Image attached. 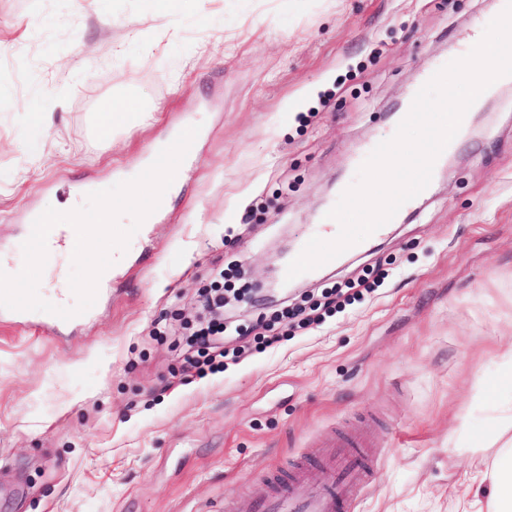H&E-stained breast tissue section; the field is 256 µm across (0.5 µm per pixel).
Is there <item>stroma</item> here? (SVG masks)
<instances>
[{
  "label": "stroma",
  "mask_w": 512,
  "mask_h": 512,
  "mask_svg": "<svg viewBox=\"0 0 512 512\" xmlns=\"http://www.w3.org/2000/svg\"><path fill=\"white\" fill-rule=\"evenodd\" d=\"M501 0H0V244L22 269L30 210L66 211L197 124L193 159L90 319L0 320V512H224L318 436L371 420L353 512H479L512 401V87L486 99L430 192L298 283L248 303L391 134L419 71L459 58ZM143 119L104 140L102 104ZM296 113H289V104ZM47 113L46 127L23 114ZM222 283L224 369L186 372L202 289ZM265 334L272 345L253 347ZM86 318V312L74 316L69 320H63L60 317L50 313L40 312V315L38 316L37 327L47 333L57 334L61 329L77 325L84 321Z\"/></svg>",
  "instance_id": "1"
}]
</instances>
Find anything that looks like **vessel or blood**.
<instances>
[{"label": "vessel or blood", "instance_id": "1", "mask_svg": "<svg viewBox=\"0 0 512 512\" xmlns=\"http://www.w3.org/2000/svg\"><path fill=\"white\" fill-rule=\"evenodd\" d=\"M376 468L370 429L328 437L313 457L292 460L274 476L247 512H352Z\"/></svg>", "mask_w": 512, "mask_h": 512}]
</instances>
